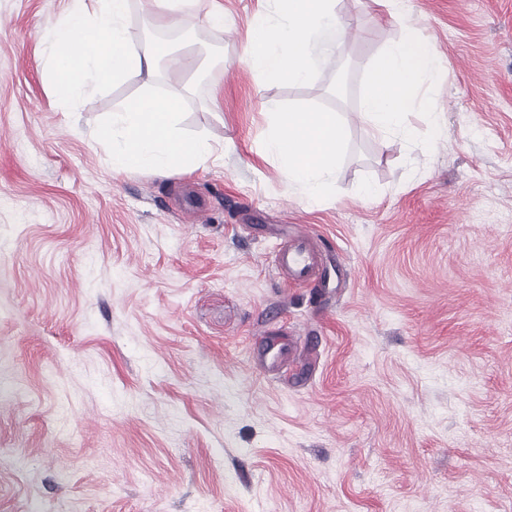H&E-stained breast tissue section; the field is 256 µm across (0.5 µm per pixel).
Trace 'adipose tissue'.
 Returning a JSON list of instances; mask_svg holds the SVG:
<instances>
[{"instance_id":"1","label":"adipose tissue","mask_w":512,"mask_h":512,"mask_svg":"<svg viewBox=\"0 0 512 512\" xmlns=\"http://www.w3.org/2000/svg\"><path fill=\"white\" fill-rule=\"evenodd\" d=\"M202 2L151 0V8L164 25L223 24V11L203 8ZM269 2L270 9L252 17L241 62L258 75L307 83L325 62L315 50L317 41L328 32L343 37L354 25L337 16L336 0ZM129 6L130 0H75L64 20L47 22L43 37L52 50L53 91L59 100H72L132 73L153 76L164 62L186 67L187 57L174 46L138 40L128 24ZM436 57L432 44L411 33L385 48L370 72L358 113L373 134L415 141L417 131L406 116L418 107L417 80L433 70ZM181 102L178 92L147 94L113 113L101 131L113 170L189 173L216 158L210 144L177 133ZM344 138L345 126L336 113L281 111L264 149L277 158L289 185L316 204L327 190Z\"/></svg>"}]
</instances>
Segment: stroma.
<instances>
[{
    "instance_id": "1",
    "label": "stroma",
    "mask_w": 512,
    "mask_h": 512,
    "mask_svg": "<svg viewBox=\"0 0 512 512\" xmlns=\"http://www.w3.org/2000/svg\"><path fill=\"white\" fill-rule=\"evenodd\" d=\"M215 2L191 80L70 103L43 27L72 0H0V512H512V0H410L438 51L412 143L357 117L386 7L336 0L360 33L296 85L240 64L258 0ZM180 89L223 158L113 171L93 132ZM277 108L346 124L320 204L264 153ZM294 224L314 294L269 264Z\"/></svg>"
}]
</instances>
